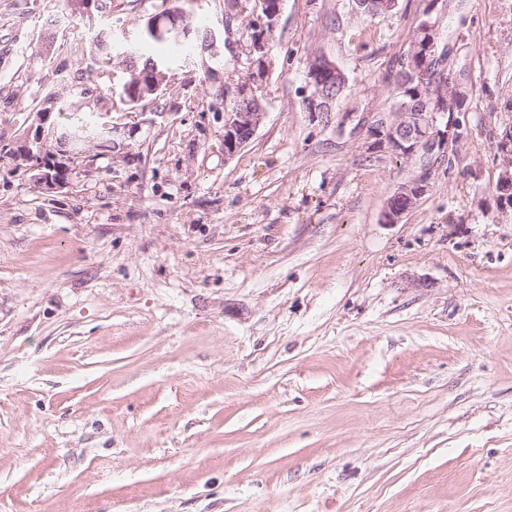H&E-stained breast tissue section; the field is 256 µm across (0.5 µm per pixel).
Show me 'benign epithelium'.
Instances as JSON below:
<instances>
[{"label": "benign epithelium", "instance_id": "obj_1", "mask_svg": "<svg viewBox=\"0 0 512 512\" xmlns=\"http://www.w3.org/2000/svg\"><path fill=\"white\" fill-rule=\"evenodd\" d=\"M254 6L244 5V0H228L226 15L240 18L244 15L256 20L257 30L276 31L282 15L283 0L270 3L268 0H253ZM185 12L169 10L153 16L148 21L153 34L161 39L178 40L190 34L184 24ZM249 72L261 65V75L255 79H268L273 70L272 47L265 37L258 35L246 45ZM330 84L310 83V94L304 100L305 111L324 114L334 101L329 91ZM225 97L237 102L233 112L224 113V154L232 156L240 151L253 137L266 116L263 104L249 97V87L238 85L224 87ZM436 104L433 112H384L372 119L386 120V124L370 135L379 140L378 146L406 156H431L435 150L449 152L457 150L460 141L455 137L458 131L456 113L444 112L443 93L432 95ZM51 113H32L31 124L26 134L9 143L12 151L4 156V161L20 171L29 174L36 185L44 192L51 193L70 186V175L79 163L84 161V147L95 142L93 137L80 138L63 134L60 125L50 121ZM495 158L498 166V187L512 193V124L502 133L495 135ZM430 176L418 175L411 183L413 191L408 193L404 185H399L387 200L383 211L384 222L396 224L423 198L430 188Z\"/></svg>", "mask_w": 512, "mask_h": 512}]
</instances>
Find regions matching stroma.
Masks as SVG:
<instances>
[{"instance_id": "1", "label": "stroma", "mask_w": 512, "mask_h": 512, "mask_svg": "<svg viewBox=\"0 0 512 512\" xmlns=\"http://www.w3.org/2000/svg\"><path fill=\"white\" fill-rule=\"evenodd\" d=\"M404 2L359 52L351 0H285L266 117L228 158L224 0L186 6L219 57L190 50L180 95L131 113L97 37L155 0H0V141L49 94L118 128L59 193L0 166V512H512V0ZM429 6L473 132L387 224L408 166L358 120ZM311 54L348 79L327 120L302 108ZM504 112H512V99L504 101ZM510 112V113H508ZM495 158L498 166V187L502 193H512V116L510 114V125L501 134L499 127L495 135Z\"/></svg>"}]
</instances>
